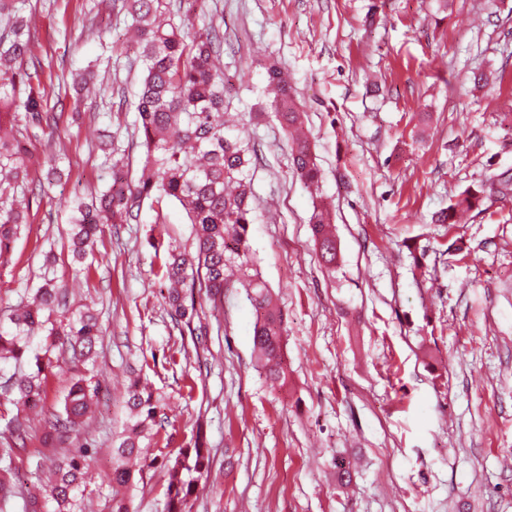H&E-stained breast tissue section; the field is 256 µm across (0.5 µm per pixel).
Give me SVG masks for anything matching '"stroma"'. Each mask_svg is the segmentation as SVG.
Instances as JSON below:
<instances>
[{"instance_id": "stroma-1", "label": "stroma", "mask_w": 512, "mask_h": 512, "mask_svg": "<svg viewBox=\"0 0 512 512\" xmlns=\"http://www.w3.org/2000/svg\"><path fill=\"white\" fill-rule=\"evenodd\" d=\"M224 33L230 114L255 143L263 279L287 321V381L255 368V310L239 288L209 318L208 349L170 318L149 245L152 210L105 227L91 270L67 250L74 195L105 187L102 131L127 142L139 70L120 47L108 0H29L38 79L62 104L60 132L29 149L31 229L0 269V306L35 285L46 252L99 315V404L74 445L112 466V425L141 375L167 417L133 512H166V452L202 434L213 462L192 512H512V198L488 199L462 224L431 221L453 195L512 170V0H205ZM286 70L305 111L334 213L339 263H320L312 194L266 110L264 65ZM97 63V95L72 81ZM486 74L474 89L470 77ZM60 160L49 175L46 161ZM424 247L414 263L407 243ZM34 430L17 462L37 492L53 449ZM352 464L339 487L336 460Z\"/></svg>"}]
</instances>
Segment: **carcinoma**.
<instances>
[{"instance_id":"obj_1","label":"carcinoma","mask_w":512,"mask_h":512,"mask_svg":"<svg viewBox=\"0 0 512 512\" xmlns=\"http://www.w3.org/2000/svg\"><path fill=\"white\" fill-rule=\"evenodd\" d=\"M196 0H123L134 39L126 51L141 67L135 93L138 114L127 145L101 135L112 182L102 191L76 195L71 211L69 251L77 262L94 257L103 227L137 224L145 204H173L192 224L191 243L151 242L163 251L159 276L167 288L170 315L184 325L195 348H206L208 326L197 307L195 289L205 299L224 300V289L238 286L256 312L253 348L265 379L286 380L285 320L270 287L262 279L250 245L253 207L252 165L258 150L240 138L225 119L224 71L217 65L223 36L212 24L190 34L191 6ZM18 0H0V267L11 261L14 245L30 230L28 214L17 205V194L33 191L27 165L28 128L44 124L54 134L58 117L47 114L44 94L29 85L25 102L17 87L29 83L34 54L28 21ZM269 108L292 138V167L306 187L319 189L321 170L314 145L302 132L304 113L278 63L265 64ZM138 152L140 175L132 177L130 153ZM512 195V172L503 171L477 189L460 192L447 209L432 217L435 224H454L461 213L482 207L492 194ZM322 264L336 269L340 248L332 231L333 214L322 197L313 198L308 220ZM105 330L91 309L69 307L66 286L53 270L31 290L30 300L0 314V396L12 401L16 415L0 431V504L23 496L13 477L16 459L27 447L29 414H43L50 378L63 365L79 370L91 360ZM102 388L100 380L78 374L49 417L44 419L45 445L55 447L76 431L93 412ZM128 419L112 440V471L105 482L112 488L108 512H130L128 491L134 479L132 460L141 456L142 442L158 435L164 423L159 398L135 379L127 390ZM92 464L82 446L55 462L54 481L24 499V512H83L84 476ZM211 466L210 449L201 435L167 461V512H188L198 482Z\"/></svg>"}]
</instances>
